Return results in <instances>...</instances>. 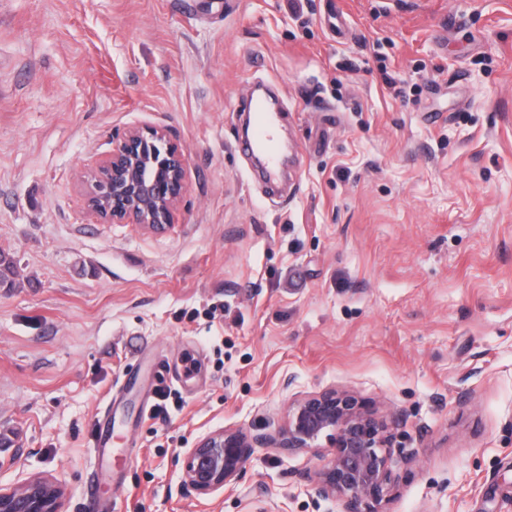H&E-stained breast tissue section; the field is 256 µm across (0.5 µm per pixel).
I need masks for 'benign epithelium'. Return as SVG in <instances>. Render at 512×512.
Returning <instances> with one entry per match:
<instances>
[{
  "mask_svg": "<svg viewBox=\"0 0 512 512\" xmlns=\"http://www.w3.org/2000/svg\"><path fill=\"white\" fill-rule=\"evenodd\" d=\"M187 155L167 129L133 127L112 138V151L85 176V205L103 224H138L164 233L185 189ZM377 410L336 390L296 401L272 433L224 429L202 437L186 453L181 487L209 496L237 480L256 448L316 453L326 437L331 457L318 471L316 492L339 499L343 512H379L376 506L398 481L393 426ZM64 489L34 478L19 488L0 487V512H65Z\"/></svg>",
  "mask_w": 512,
  "mask_h": 512,
  "instance_id": "obj_1",
  "label": "benign epithelium"
}]
</instances>
